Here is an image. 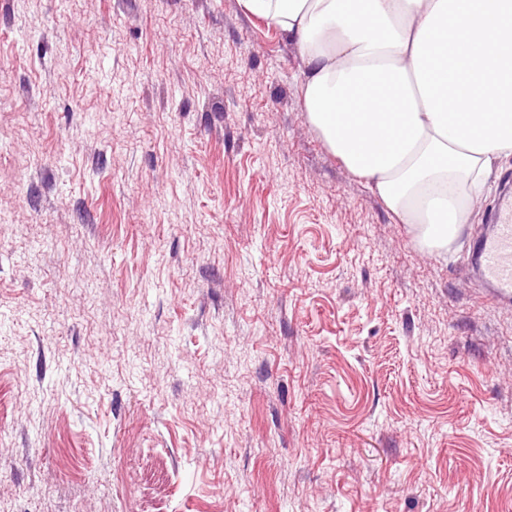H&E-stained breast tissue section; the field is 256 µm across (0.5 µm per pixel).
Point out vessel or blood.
Instances as JSON below:
<instances>
[{
	"mask_svg": "<svg viewBox=\"0 0 512 512\" xmlns=\"http://www.w3.org/2000/svg\"><path fill=\"white\" fill-rule=\"evenodd\" d=\"M486 232L475 243L468 271L493 301H512V191L503 190L489 216Z\"/></svg>",
	"mask_w": 512,
	"mask_h": 512,
	"instance_id": "vessel-or-blood-1",
	"label": "vessel or blood"
}]
</instances>
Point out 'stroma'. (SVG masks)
Instances as JSON below:
<instances>
[{"label":"stroma","instance_id":"obj_1","mask_svg":"<svg viewBox=\"0 0 512 512\" xmlns=\"http://www.w3.org/2000/svg\"><path fill=\"white\" fill-rule=\"evenodd\" d=\"M239 0H0V512H512V302L415 245Z\"/></svg>","mask_w":512,"mask_h":512}]
</instances>
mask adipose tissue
I'll return each mask as SVG.
<instances>
[{"mask_svg": "<svg viewBox=\"0 0 512 512\" xmlns=\"http://www.w3.org/2000/svg\"><path fill=\"white\" fill-rule=\"evenodd\" d=\"M302 61L307 120L430 252L512 158V0H240Z\"/></svg>", "mask_w": 512, "mask_h": 512, "instance_id": "1", "label": "adipose tissue"}]
</instances>
